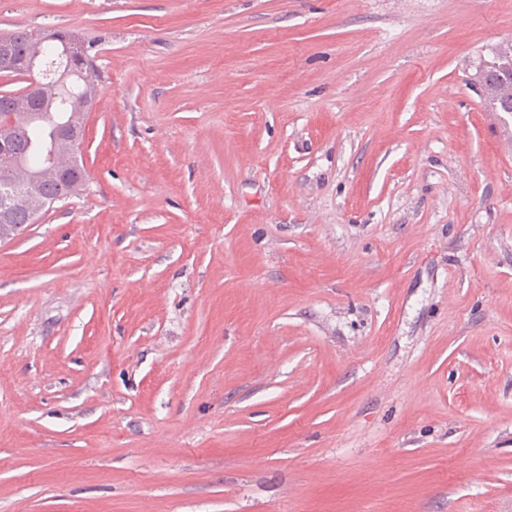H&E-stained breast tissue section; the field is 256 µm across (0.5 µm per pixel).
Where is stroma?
<instances>
[{
  "instance_id": "stroma-1",
  "label": "stroma",
  "mask_w": 512,
  "mask_h": 512,
  "mask_svg": "<svg viewBox=\"0 0 512 512\" xmlns=\"http://www.w3.org/2000/svg\"><path fill=\"white\" fill-rule=\"evenodd\" d=\"M89 51L80 195L0 244V512H512V0H0ZM491 59L479 67V81L492 111L512 112V43L501 44L491 51Z\"/></svg>"
}]
</instances>
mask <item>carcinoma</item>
Here are the masks:
<instances>
[{
    "instance_id": "1",
    "label": "carcinoma",
    "mask_w": 512,
    "mask_h": 512,
    "mask_svg": "<svg viewBox=\"0 0 512 512\" xmlns=\"http://www.w3.org/2000/svg\"><path fill=\"white\" fill-rule=\"evenodd\" d=\"M50 40L33 35V32L15 31L7 38L15 40L20 52L19 59L45 55L56 40L64 38L71 40L70 33L63 30H54L48 34ZM94 66L86 61L77 84L58 85L54 88L53 96L40 102L30 98L27 94L12 96V107L16 114L25 118L22 126L14 131V135L22 143L34 138L40 142H47L52 135V129L58 118L63 114H77L76 120H85L86 114L77 112L80 103L88 98H95L96 85L93 79ZM479 81L485 90V99L491 109L502 111L512 109V43L501 44L491 51V59L483 61L479 70ZM77 165L76 158L68 147L59 144L55 148V169L43 176L40 183H34L31 169L28 166L13 170L11 180L18 192L14 201V213L19 224L26 222L29 210L28 190L53 193L57 190V173L72 171Z\"/></svg>"
}]
</instances>
